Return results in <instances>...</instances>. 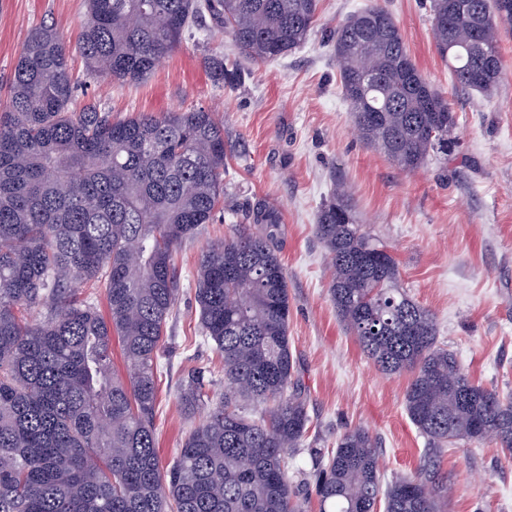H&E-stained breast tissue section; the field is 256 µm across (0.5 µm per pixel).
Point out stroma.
Here are the masks:
<instances>
[{"label": "stroma", "instance_id": "35a3bbf8", "mask_svg": "<svg viewBox=\"0 0 512 512\" xmlns=\"http://www.w3.org/2000/svg\"><path fill=\"white\" fill-rule=\"evenodd\" d=\"M374 1L392 14L422 75L457 116L455 153L413 172L360 140L339 87L331 34ZM84 18L83 0H0V105L29 31L53 26L71 46ZM500 50L497 89L463 93L435 50L430 0H319L306 42L270 63L241 58L230 34L207 17L137 84L90 79L72 53L76 107L96 103L123 118L202 106L224 124V198L178 251L181 290L164 331L155 417L162 464L174 461L193 425L180 400L189 373L202 371L209 395L224 390L219 356L199 327L200 254L266 206L280 215L275 246L288 277V336L311 417L296 468L311 472L309 449L330 448L356 427L376 438L384 480L422 465L426 441L403 405L407 376L379 372L330 301V260L314 226L339 185L359 224L396 258L402 287L432 311L439 342L464 372L512 392V32L502 31ZM214 58L239 67L241 82L214 81ZM438 464L450 487L443 512H512V457L496 444L458 443Z\"/></svg>", "mask_w": 512, "mask_h": 512}]
</instances>
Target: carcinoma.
I'll use <instances>...</instances> for the list:
<instances>
[{
  "label": "carcinoma",
  "instance_id": "cac0c4a2",
  "mask_svg": "<svg viewBox=\"0 0 512 512\" xmlns=\"http://www.w3.org/2000/svg\"><path fill=\"white\" fill-rule=\"evenodd\" d=\"M76 38L90 75L134 84L206 11L255 63L296 50L317 0H85ZM512 0H431V30L456 87L503 74ZM340 87L359 137L403 170L455 150L450 103L421 75L391 14L371 5L334 31ZM69 47L31 30L0 109V512H307L293 485L310 418L288 336L278 212L257 211L202 252L195 299L224 364V393L160 464L154 429L163 335L180 290L176 253L224 195V125L197 108L121 120L74 109ZM316 235L336 314L386 375L410 373L404 407L429 448L493 441L512 456V394L477 385L437 343L430 311L337 188ZM102 285L106 313L82 286ZM126 362L112 367V338ZM192 415L200 377L181 388ZM319 512H441L434 465L384 484L375 440L355 428L309 449Z\"/></svg>",
  "mask_w": 512,
  "mask_h": 512
}]
</instances>
